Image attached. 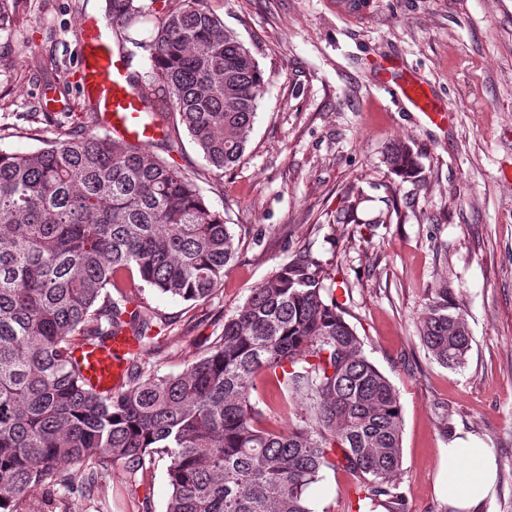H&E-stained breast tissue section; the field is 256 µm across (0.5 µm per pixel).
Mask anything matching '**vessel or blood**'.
<instances>
[{"instance_id":"1","label":"vessel or blood","mask_w":512,"mask_h":512,"mask_svg":"<svg viewBox=\"0 0 512 512\" xmlns=\"http://www.w3.org/2000/svg\"><path fill=\"white\" fill-rule=\"evenodd\" d=\"M331 7L337 16L356 24L367 17L371 4L369 0H332ZM378 67L379 79L389 93L405 99L424 120L432 122L444 116L445 106L397 58L381 57ZM127 75L125 58L112 48L99 22L86 24L74 72L80 94L94 106L100 126L108 133L140 144L152 143L161 132L145 119L143 105ZM134 348L132 337L119 335L104 345L81 348L75 357L97 389L116 390L124 384L126 357Z\"/></svg>"}]
</instances>
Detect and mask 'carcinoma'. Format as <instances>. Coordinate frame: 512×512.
Instances as JSON below:
<instances>
[{
  "label": "carcinoma",
  "mask_w": 512,
  "mask_h": 512,
  "mask_svg": "<svg viewBox=\"0 0 512 512\" xmlns=\"http://www.w3.org/2000/svg\"><path fill=\"white\" fill-rule=\"evenodd\" d=\"M18 2L0 0V32ZM106 2L126 32L151 9ZM139 47L150 70L131 86L148 119L165 130L175 118L211 169L236 166L265 90L249 49L205 0H178ZM85 117L33 152L0 150V512H67V494L158 450L170 458L166 512H311L306 490L338 469L355 481L358 512H407L399 394L312 254L252 289L181 373L144 377L140 355L159 330L134 277L205 299L224 286L240 237L190 177ZM417 157L400 139L382 151L403 179L422 177ZM360 203L350 193L334 223L358 222ZM463 307L444 282L420 322L424 347L451 370L471 349ZM126 332L138 343L128 388L102 392L72 352ZM267 385L288 402L286 429L267 425ZM57 485L65 494L39 496Z\"/></svg>",
  "instance_id": "obj_1"
}]
</instances>
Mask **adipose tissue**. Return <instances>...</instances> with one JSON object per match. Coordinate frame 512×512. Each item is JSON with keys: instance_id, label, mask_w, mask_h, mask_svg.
Here are the masks:
<instances>
[{"instance_id": "ef3b65f1", "label": "adipose tissue", "mask_w": 512, "mask_h": 512, "mask_svg": "<svg viewBox=\"0 0 512 512\" xmlns=\"http://www.w3.org/2000/svg\"><path fill=\"white\" fill-rule=\"evenodd\" d=\"M449 465L465 463L466 479L448 478V499L458 512H471L472 507L488 497L496 480V467L489 449L467 441H459L447 449Z\"/></svg>"}]
</instances>
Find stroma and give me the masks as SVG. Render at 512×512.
Segmentation results:
<instances>
[{
  "mask_svg": "<svg viewBox=\"0 0 512 512\" xmlns=\"http://www.w3.org/2000/svg\"><path fill=\"white\" fill-rule=\"evenodd\" d=\"M207 5L267 80L246 151L218 174L183 128L150 149L193 178L241 244L208 299L143 292L166 323L164 341L142 355L146 372H182L251 288L311 252L348 283V320L398 391V483L408 512H457L446 450L469 438L489 448L498 474L475 512H512V0H375L360 24L336 17L330 0ZM169 6L154 0L152 16L130 30V73L146 75L139 44ZM105 9V0H20L0 33V149L36 150L82 121L73 78L82 22L104 19ZM385 51L448 107L446 119L428 123L387 93L374 68ZM396 138L412 144L423 181L402 180L383 164L381 150ZM352 188L366 197L361 223H334ZM388 202L389 223H369ZM442 283L463 301L472 334L455 370L435 362L419 338ZM168 465L155 453L134 473L115 466L93 497L69 495V512H166ZM307 496L311 512H355L354 480L344 471H325Z\"/></svg>",
  "mask_w": 512,
  "mask_h": 512,
  "instance_id": "obj_1",
  "label": "stroma"
}]
</instances>
